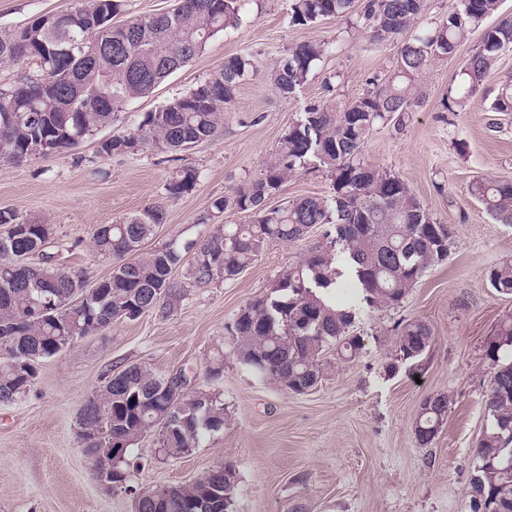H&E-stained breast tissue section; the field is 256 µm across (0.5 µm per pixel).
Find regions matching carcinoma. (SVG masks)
Instances as JSON below:
<instances>
[{
  "mask_svg": "<svg viewBox=\"0 0 512 512\" xmlns=\"http://www.w3.org/2000/svg\"><path fill=\"white\" fill-rule=\"evenodd\" d=\"M245 0H179L160 15L132 18L108 27L124 11V0H87L86 8L39 17L19 30L0 33V63L29 64L7 89L0 90V162L29 158L38 138L51 155L74 150L93 132L111 126L135 100L148 96L176 70L204 51L217 34L241 26ZM352 0H290V22L316 25L348 14ZM502 0H455L432 32L402 43L397 69L361 96L345 103L313 106L282 137L261 176L231 196L212 202L250 213L247 224H222L208 236L181 243L173 239L143 253L141 246L165 213L150 204L118 224L96 227L97 255L112 260L110 275L83 300L82 272L60 268L45 251L48 224H27L0 211V405L30 391L45 359L100 336L120 320L146 312L165 319L181 298L173 270L193 254L189 275L197 284L231 280L250 266L273 241H296L316 225H325L326 243L317 246L281 275L269 292L247 302L227 327L237 358L277 387L302 394L331 369L327 347L352 357L361 346L350 334L365 308L398 306L424 273L448 257L452 232L434 221L399 177L359 159L371 127L418 104L417 78L436 58L455 55L469 35L483 29L479 47L456 74L464 97L477 92L499 54L512 50V17L494 25ZM427 0H367L364 17L372 42L399 39L424 14ZM326 48L303 43L288 50L270 69L284 95L308 80ZM253 70L242 56L224 61L203 83L143 114L138 125L112 135L100 147L104 156L138 151L184 152L209 139L224 119V105ZM46 83L40 95L30 84ZM310 166L328 173L332 192L304 198L286 208L268 206L293 174ZM200 178L193 166L176 169L167 184L171 196L192 191ZM471 194L501 224H512V182L476 181ZM27 255L40 260L38 273L15 266ZM350 271V294L330 303L343 270ZM492 288L512 294V261L491 269ZM398 362H415L433 336L424 322H401ZM512 318L501 322L484 351L490 368L485 406L491 417L473 455L470 512H512ZM167 377L138 363L109 371L104 382L82 400L76 424L79 444L95 470L134 494L135 512H234L238 474L233 463L218 464L209 476L177 487L135 489L130 485L135 445L157 431L158 455L180 459L207 434L224 429V404L198 391L173 401ZM431 404L416 423L419 444H430L448 415L446 395Z\"/></svg>",
  "mask_w": 512,
  "mask_h": 512,
  "instance_id": "cac0c4a2",
  "label": "carcinoma"
}]
</instances>
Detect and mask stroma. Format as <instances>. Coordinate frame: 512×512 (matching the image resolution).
<instances>
[{"label": "stroma", "instance_id": "stroma-1", "mask_svg": "<svg viewBox=\"0 0 512 512\" xmlns=\"http://www.w3.org/2000/svg\"><path fill=\"white\" fill-rule=\"evenodd\" d=\"M71 0H0V31L24 27ZM289 0H247L243 25L212 38L203 53L146 97L120 113L114 131L135 126L143 113L194 88L223 65L246 56L254 70L237 86L214 135L186 153L134 152L102 158L97 139L71 152L17 164L0 163V209L52 227L57 264L96 282L111 260L93 250L92 233L152 203L166 220L145 241L150 251L171 239L198 240L218 224L248 223L247 213L212 217L211 204L258 178L304 110L347 101L370 90L394 68L398 47L369 48L362 25L343 18L313 27L291 25ZM473 32L449 59L434 60L417 83L420 102L403 124H375L360 159L405 181L434 221L451 227L447 260L426 271L400 307L361 312L352 327L362 348L337 361L311 391L292 394L256 376L233 352L226 327L239 309L269 291L278 275L321 238L314 228L296 242L269 243L232 280L192 284L187 266L174 272L182 297L172 315L152 313L118 321L104 335L44 360L31 391L0 406V512H134L129 493L103 489L82 452L75 415L110 367L141 364L160 375L183 373L187 391L224 403L221 432L205 436L190 456L155 458V434L138 444L145 458L134 488L174 486L233 461L239 476L236 512H467L473 450L487 423L489 381L484 346L512 316V295L489 284L490 269L512 259V224L495 222L470 193L473 181H512V112L490 104L512 85V51L503 53L479 91L454 104L457 71L481 42ZM325 43L327 57L300 92L282 95L269 76L272 62L302 43ZM189 164L200 172L190 193L172 197V171ZM325 172L297 170L269 199L282 207L327 197ZM426 322L433 341L418 365L388 373L396 354L394 326ZM224 352L219 378L206 374ZM448 395L447 418L431 445L421 446L415 425L425 398Z\"/></svg>", "mask_w": 512, "mask_h": 512}]
</instances>
